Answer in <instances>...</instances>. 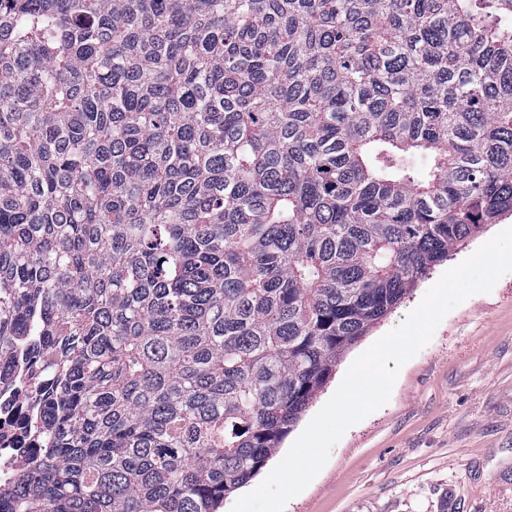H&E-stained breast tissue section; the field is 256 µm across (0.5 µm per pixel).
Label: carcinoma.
<instances>
[{
  "label": "carcinoma",
  "instance_id": "carcinoma-1",
  "mask_svg": "<svg viewBox=\"0 0 512 512\" xmlns=\"http://www.w3.org/2000/svg\"><path fill=\"white\" fill-rule=\"evenodd\" d=\"M512 215V0H0L3 512H218ZM510 227H512V216L507 215L501 218L496 224H487L480 233L467 239L456 250V252L448 258L447 261L435 267V269L426 278L418 282L409 298H406L403 303L389 313L383 320L375 324L366 336L349 348L336 366V370L332 374L325 388L302 414L299 422L295 427H293L291 432L288 433L287 437L283 440L281 447L269 460L267 466L245 487L238 490L233 496L225 499L224 504L219 510L222 512H231L232 506L238 498L253 491L266 478L269 472L282 460L289 447L305 429L314 415L332 397L346 370L356 357L367 350L376 340L388 331L397 327L403 321L405 316L419 304L426 291L437 282L443 273L460 264L494 235ZM0 398V477L4 478L15 465L19 448L30 450L35 445L24 431L26 404L16 386L15 376L12 375L9 382H1Z\"/></svg>",
  "mask_w": 512,
  "mask_h": 512
}]
</instances>
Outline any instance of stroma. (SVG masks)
Masks as SVG:
<instances>
[{"label": "stroma", "mask_w": 512, "mask_h": 512, "mask_svg": "<svg viewBox=\"0 0 512 512\" xmlns=\"http://www.w3.org/2000/svg\"><path fill=\"white\" fill-rule=\"evenodd\" d=\"M512 216L467 239L349 348L283 440L289 449L350 364ZM285 512H512V273L450 311L401 368L389 401L351 426Z\"/></svg>", "instance_id": "1"}]
</instances>
